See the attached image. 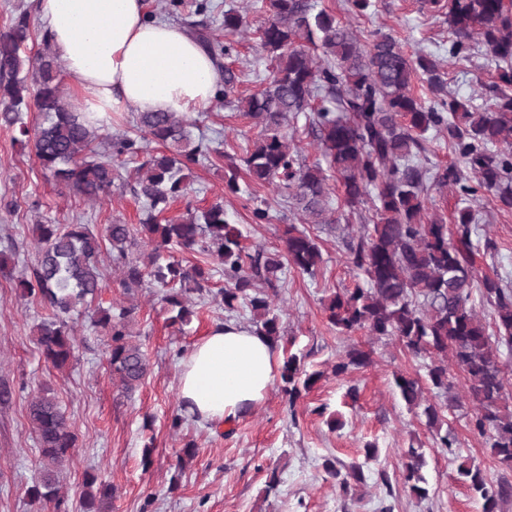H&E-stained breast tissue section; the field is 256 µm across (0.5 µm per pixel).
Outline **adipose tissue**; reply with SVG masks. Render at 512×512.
Masks as SVG:
<instances>
[{
    "label": "adipose tissue",
    "mask_w": 512,
    "mask_h": 512,
    "mask_svg": "<svg viewBox=\"0 0 512 512\" xmlns=\"http://www.w3.org/2000/svg\"><path fill=\"white\" fill-rule=\"evenodd\" d=\"M38 10L77 108L91 119L187 113L212 102L221 79L214 61L181 29L149 20L144 0H39ZM278 369L267 336L223 324L183 357L180 397L199 422H221L259 406Z\"/></svg>",
    "instance_id": "adipose-tissue-1"
}]
</instances>
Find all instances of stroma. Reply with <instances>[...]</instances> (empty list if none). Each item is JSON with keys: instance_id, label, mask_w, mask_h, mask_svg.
<instances>
[{"instance_id": "stroma-1", "label": "stroma", "mask_w": 512, "mask_h": 512, "mask_svg": "<svg viewBox=\"0 0 512 512\" xmlns=\"http://www.w3.org/2000/svg\"><path fill=\"white\" fill-rule=\"evenodd\" d=\"M316 8L329 9L356 29L360 37L379 29L392 34L407 53H443L448 46V24L429 11L425 0H375L374 14H346L343 0H313ZM225 7H247L248 28L228 32L222 14L207 15L214 34L232 44L230 64L241 75L236 93L259 91L270 74L257 29L265 19L262 0H223ZM496 72L484 56L454 62L448 69V89L469 95L478 84H490ZM206 137L219 145L210 162L194 167L191 191L169 210L175 218L187 206L199 208L223 203L225 211L242 231L248 250H283L284 232L297 215L287 207L272 185L255 186L252 195H234L224 189L227 156L251 149L259 129L240 114L236 103L212 102L197 112ZM40 202L29 210L28 200ZM270 207L268 224L252 219L254 208ZM140 205L131 192L86 203L78 195L62 192L49 172L41 169L30 149L14 144L10 130L0 127V249L14 246L16 254L0 269V387L11 391L0 403V512H36L26 488L39 470L36 442L27 421V403L41 384L52 387L66 408L77 436V450L64 475L61 494L66 512H83L82 483L87 470L114 488L110 512H482V501L457 480L461 459H472L488 482H512V470L501 466L473 426L477 406L469 400L463 373L449 366L448 377L459 406L447 417L448 430L460 443L457 454L434 447L423 417L408 409L394 391L393 378L403 374L425 378L426 361L414 357L396 338L376 339L367 332L342 333L328 322L324 305L336 291L354 287L363 277L354 269L343 246L347 227L368 223L362 210L348 217L347 225H307L322 252L315 277L286 268L274 299L286 330L278 350L303 355L307 371L321 372V379L304 392L295 408H288L280 382H273L264 402L240 417L234 425L209 428L186 417L179 429L171 421L180 412L179 361L192 344L215 326L233 321L251 324L248 309L224 313L216 302L198 301L192 322L178 331L167 322L168 314L155 289L127 296L103 259L107 287L101 306L133 302L132 331L145 351L151 372L132 396H124L113 384L105 361L108 338L92 328L93 307L73 312L77 334L76 359L64 371L43 363L34 341L36 326L49 314L42 303L19 299L13 285L30 274L37 258L32 226L88 224L102 231L119 221L134 224ZM492 241L484 249V241ZM480 269L498 272L512 287V211L485 206L476 238ZM370 355L368 367L335 376L334 364L350 348ZM338 418L342 426L329 430L326 420ZM151 450H144L145 440ZM195 442L193 458L178 462L186 442ZM375 443L373 460H366L365 446ZM423 446L428 466L425 476L429 495L419 498L402 478L404 452L409 445ZM348 466H364L363 482L341 492L327 480L325 460ZM277 478L275 492H268L270 478Z\"/></svg>"}]
</instances>
